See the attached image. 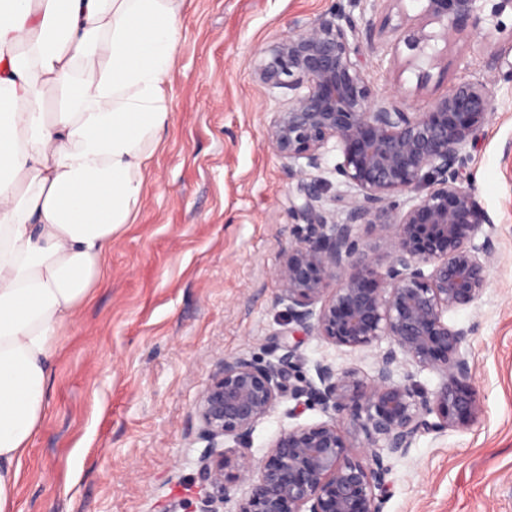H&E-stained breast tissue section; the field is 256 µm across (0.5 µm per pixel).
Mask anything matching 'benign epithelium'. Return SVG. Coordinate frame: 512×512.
Masks as SVG:
<instances>
[{
  "label": "benign epithelium",
  "instance_id": "obj_1",
  "mask_svg": "<svg viewBox=\"0 0 512 512\" xmlns=\"http://www.w3.org/2000/svg\"><path fill=\"white\" fill-rule=\"evenodd\" d=\"M423 2L422 23L406 38L418 55L430 41L481 22V0ZM431 23L440 31H425ZM375 36L372 26L332 10L272 45L258 77L292 91L270 120L268 150L288 161V173L302 175L321 169L333 140L341 153L334 171L347 186L328 201L322 180L301 185L293 212L304 219V234L275 269V303L288 306L307 336L352 350L387 347L370 377L318 361L316 378L302 386L293 382L297 346L286 337L267 361L224 358L198 408L207 441L198 479L209 512H219L239 484L248 490L234 512H382L389 460L406 455L418 436L467 427L483 411L462 351L472 329L449 326L445 314L479 299L496 253L491 230L474 243L492 220L466 175L467 147L488 124L494 87L480 78L458 82L423 112L374 100L364 45ZM425 182L427 193L395 213V197ZM362 224L392 235L380 266L360 249ZM424 370L440 377L431 393L415 381ZM287 397L315 402L328 420L282 429L255 465L252 433ZM356 433L365 437L363 461L350 453Z\"/></svg>",
  "mask_w": 512,
  "mask_h": 512
}]
</instances>
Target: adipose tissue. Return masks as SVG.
<instances>
[{
  "label": "adipose tissue",
  "instance_id": "obj_1",
  "mask_svg": "<svg viewBox=\"0 0 512 512\" xmlns=\"http://www.w3.org/2000/svg\"><path fill=\"white\" fill-rule=\"evenodd\" d=\"M183 5L0 0V512H18L57 345L104 284L172 122Z\"/></svg>",
  "mask_w": 512,
  "mask_h": 512
}]
</instances>
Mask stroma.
<instances>
[{
  "instance_id": "obj_1",
  "label": "stroma",
  "mask_w": 512,
  "mask_h": 512,
  "mask_svg": "<svg viewBox=\"0 0 512 512\" xmlns=\"http://www.w3.org/2000/svg\"><path fill=\"white\" fill-rule=\"evenodd\" d=\"M337 3L360 25L385 27L364 50L372 98L422 112L459 80L494 82L469 169L497 252L480 298L447 314L451 326L477 327L465 352L483 412L468 427L419 436L393 460L383 512H512V12L493 15L492 0L479 28L433 42L434 67L397 40L418 23L421 0L378 10L369 0H185L168 77L173 121L134 219L112 241L106 286L61 338L48 412L20 466V512H205L201 394L224 357L266 360L287 333L274 270L302 233L289 208L304 178L265 146L288 91L257 69L270 46ZM295 343L300 381L320 360L371 376L378 354L316 336ZM288 408L255 427L253 461L282 428L326 419L305 400L297 418Z\"/></svg>"
}]
</instances>
